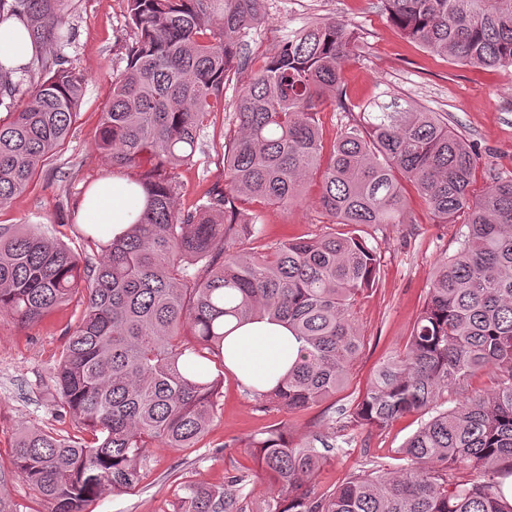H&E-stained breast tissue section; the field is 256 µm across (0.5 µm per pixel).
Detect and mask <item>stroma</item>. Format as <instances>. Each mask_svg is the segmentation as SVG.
<instances>
[{
  "instance_id": "35a3bbf8",
  "label": "stroma",
  "mask_w": 512,
  "mask_h": 512,
  "mask_svg": "<svg viewBox=\"0 0 512 512\" xmlns=\"http://www.w3.org/2000/svg\"><path fill=\"white\" fill-rule=\"evenodd\" d=\"M266 23L244 39L246 66L224 84V108L212 113L203 131L205 151L194 164L174 170L179 184L177 205H196L212 183L224 177V145L233 133L235 102L253 73L294 32L309 22L337 21L358 36L355 57L342 72L346 103L352 114L375 99H396L439 112L459 135L477 143L479 156L471 190L481 194L495 177H512V70L476 69L452 64L400 35L370 7V0H267ZM63 26L73 33L65 54L84 73V97L73 136L47 161L34 183L0 208V225L39 224L72 248L86 247L79 203L98 179L126 177L95 144L102 114L112 93V76L123 70L132 30L127 0H70ZM318 179L305 188L302 206L283 211L256 202L260 232L244 248L264 252L267 244L284 238H312L332 226L316 204ZM406 223L367 226L364 237L376 247L381 264L375 285L359 305L364 347L348 386L319 405L288 413L260 408L258 401L234 376L224 378L217 416L208 434L192 448L150 452L149 470L130 492L104 493L93 512H173L180 482L223 483L227 473L251 472L244 487L245 506L264 499L267 488L246 446L260 431L288 427L294 438L321 434L326 423L343 424L350 408L379 363L398 351L411 333L424 304L434 267L459 247L460 224H437L413 186H406ZM82 310L80 298L53 309L41 320L21 324L0 312V505L6 512H51L36 500L10 463L17 429L36 424L60 433L70 421L55 417L52 375L68 331ZM420 417L407 414L384 430L347 427L344 450H333L316 482L330 491L367 459L391 464L397 451L415 432Z\"/></svg>"
}]
</instances>
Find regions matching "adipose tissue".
Returning <instances> with one entry per match:
<instances>
[{
	"mask_svg": "<svg viewBox=\"0 0 512 512\" xmlns=\"http://www.w3.org/2000/svg\"><path fill=\"white\" fill-rule=\"evenodd\" d=\"M25 19L10 16L0 22V62L9 68L26 66L37 49ZM125 181L106 177L94 183L80 206V214L96 227L99 237L110 238L127 227L126 216L137 204L122 193ZM224 365L241 383L258 390L276 387L300 354V344L286 327L269 321L226 325Z\"/></svg>",
	"mask_w": 512,
	"mask_h": 512,
	"instance_id": "obj_1",
	"label": "adipose tissue"
}]
</instances>
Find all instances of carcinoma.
<instances>
[{
	"mask_svg": "<svg viewBox=\"0 0 512 512\" xmlns=\"http://www.w3.org/2000/svg\"><path fill=\"white\" fill-rule=\"evenodd\" d=\"M68 0H0L24 16L37 46L68 41L58 22ZM372 7L433 55L477 68L512 69V0H375ZM134 38L112 78L98 148L139 170L124 191L140 197L130 226L87 241L98 260L33 224L0 227V310L32 324L84 289L82 315L53 371L55 416L80 435L19 429L13 471L52 512H90L104 490L143 479L148 449L192 448L216 417L224 385V324L268 319L303 342L284 383L253 391L264 407L293 412L342 390L362 346L359 298L380 256L359 227L402 224L403 182L439 224L462 221L459 249L438 263L405 345L377 368L349 414L382 429L428 415L398 451V464L368 460L330 492L314 477L325 461L310 441L280 428L249 442L268 492L253 512H512V178L471 194L477 150L437 112L396 101L363 107L323 156L318 114L347 110L341 71L354 37L334 21L302 29L244 88L225 144L224 184L193 209L177 207L168 170L194 162L224 80L242 68L243 37L267 21L265 0H128ZM45 76L1 74L0 204L26 191L68 141L85 77L64 54ZM319 175L318 204L350 230L240 245L258 233L251 200L287 210ZM189 329L195 343L179 339ZM479 373L493 386L469 390ZM454 391L458 403L437 409ZM90 471L95 484L87 482ZM245 474L221 484L184 481L175 512H246Z\"/></svg>",
	"mask_w": 512,
	"mask_h": 512,
	"instance_id": "carcinoma-1",
	"label": "carcinoma"
}]
</instances>
